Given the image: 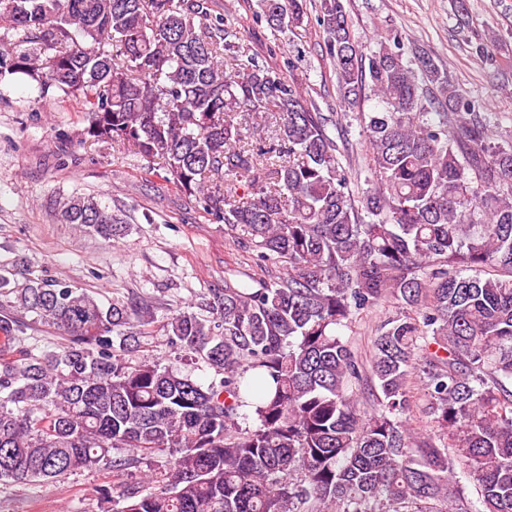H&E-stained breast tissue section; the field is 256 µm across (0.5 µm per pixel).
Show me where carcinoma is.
Instances as JSON below:
<instances>
[{
	"label": "carcinoma",
	"instance_id": "cac0c4a2",
	"mask_svg": "<svg viewBox=\"0 0 512 512\" xmlns=\"http://www.w3.org/2000/svg\"><path fill=\"white\" fill-rule=\"evenodd\" d=\"M276 33L307 0H259ZM344 97L359 114L364 183L350 187L332 116L242 51L215 0H0V78L43 104L79 101L78 145L129 146L209 219L284 273L201 295L165 324L219 379L145 359L148 309L65 281L0 294L66 339L49 350L0 317V483L48 488L112 470L101 512H512V144L422 47L390 33L368 53L342 0H319ZM246 182L249 193H238ZM64 224L110 243L126 225L93 195ZM369 367L339 328L385 298ZM376 403L357 386L363 373ZM437 434L407 428L411 384ZM251 408L257 426L241 428ZM157 452L165 464L125 472Z\"/></svg>",
	"mask_w": 512,
	"mask_h": 512
}]
</instances>
